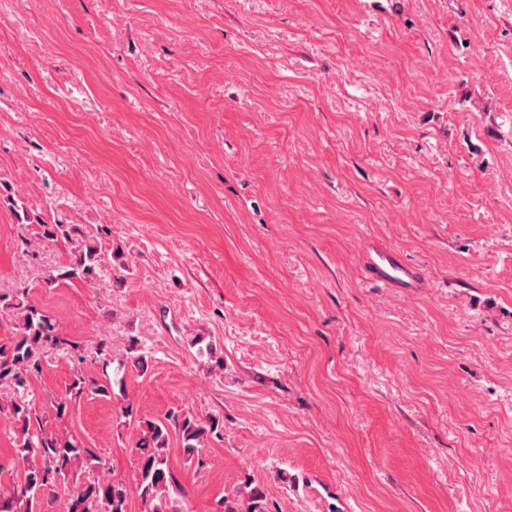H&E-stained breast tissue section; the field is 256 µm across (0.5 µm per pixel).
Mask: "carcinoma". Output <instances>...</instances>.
Segmentation results:
<instances>
[{
    "instance_id": "1",
    "label": "carcinoma",
    "mask_w": 512,
    "mask_h": 512,
    "mask_svg": "<svg viewBox=\"0 0 512 512\" xmlns=\"http://www.w3.org/2000/svg\"><path fill=\"white\" fill-rule=\"evenodd\" d=\"M46 242L72 245V259L67 266L46 272L43 281L51 286L60 279L90 280L97 276L102 262V246L98 238L77 224L41 225ZM0 308L11 313L15 336L0 341V384L7 383L17 398L0 405V413L8 414L21 433L17 456L21 472L11 484L0 490V512H41L42 500L61 488L74 487L68 512H128L126 485L118 480L81 481V473L72 468L78 461L85 468H99L103 459L72 434L45 432L43 421L33 401L27 399L31 381L41 374L44 354L65 344L75 349L78 344L61 338L53 319L41 308L27 301V290L13 298L0 297ZM84 356L74 360L65 392L50 399L55 418L62 422L71 405L87 396L109 397L112 384L124 386V362L118 361L115 378L105 376L100 382L85 375L81 368ZM142 432L136 443L138 483L136 493L144 512H186L184 493L179 478L169 462L171 438L188 463L200 460L208 435H218L220 422L214 418L201 421L193 416L172 414L167 421L138 417ZM241 502L224 501L222 512H266V495L258 486L246 484L239 491Z\"/></svg>"
}]
</instances>
